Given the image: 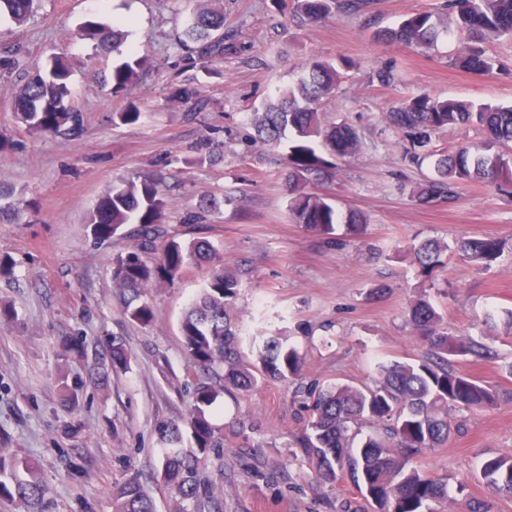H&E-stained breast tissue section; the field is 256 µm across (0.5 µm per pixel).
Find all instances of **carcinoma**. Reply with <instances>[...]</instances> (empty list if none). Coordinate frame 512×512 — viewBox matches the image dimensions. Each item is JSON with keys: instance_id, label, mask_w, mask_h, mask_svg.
Listing matches in <instances>:
<instances>
[{"instance_id": "obj_1", "label": "carcinoma", "mask_w": 512, "mask_h": 512, "mask_svg": "<svg viewBox=\"0 0 512 512\" xmlns=\"http://www.w3.org/2000/svg\"><path fill=\"white\" fill-rule=\"evenodd\" d=\"M35 0H0V17L21 25L33 12ZM191 23L179 40L186 66L202 72L203 79L221 71L217 64L240 54L236 35L224 29V10L205 8L207 0H194ZM372 0H293L295 14L313 22L332 12L368 15ZM455 13L456 29L467 36L460 56L462 65L474 72H489L495 59L483 44L512 39V0H448ZM122 31L106 30L91 22L80 36L97 41L107 54L120 44ZM440 31L429 15H415L393 28L374 33L387 42H402L420 49L437 42ZM143 57L112 67L111 80L118 87L131 83ZM70 64L64 56L51 58L44 73L29 78L14 98L17 123L32 134H66L79 127L70 99ZM345 73L329 61L309 64L276 101L251 113V142L272 149L284 148L281 156L288 170L289 211L295 221L322 234L335 225L359 229L366 219L355 211L340 212L326 196L307 191L312 177L333 165L336 158L355 154L361 145L359 130L349 123L325 124L320 115L323 100L336 95ZM389 124L407 142L404 161L417 164L429 153L432 136L455 125L481 129L484 140L442 151L434 162L435 178L427 181L418 200L429 203L453 197L456 184L477 181L512 183V154L500 147L512 143V106L474 104L454 99L417 96L399 103L388 113ZM165 182L146 175L106 192L90 218L94 236L108 238L125 224H137L135 250L113 261V282L119 287L124 314L147 325L153 319L150 306L141 301L145 290L161 277L174 279L184 264L203 265L216 260L213 245L202 239L180 241L162 238L159 224L164 216ZM462 255L477 264H488L500 254L493 239H463L457 242ZM448 247L425 240L409 248L412 262L430 275L444 265ZM153 253L156 263L142 259ZM240 287L236 275L213 272L201 295L192 300L180 322L188 366L216 375L215 384L200 386L189 404L187 424L196 447H181L182 431L176 421H161L157 432L161 449L152 479L163 485L177 503L175 512L220 510L219 502L207 499L199 476L200 467L212 453H220L206 412L222 389L251 391L268 380H287L301 375L302 358L288 345L287 337L241 336L232 312ZM409 323L426 346L419 359L378 365L373 386L336 382L311 392L308 419L295 437L313 477L333 484L348 479L359 490L369 512H440L448 501V483L421 473L413 460L448 442L453 430L449 410H483L493 407L499 392L463 376L455 359L469 356L494 363L500 358L493 346L473 338L461 340L448 332L442 314L426 291L407 308ZM129 362L123 338L112 337L94 353L91 375L106 380L112 371ZM371 432L364 435L362 428ZM480 478L503 497L512 498V452L486 460ZM47 485L32 470L28 459L0 452V497L15 501L20 512H42ZM112 512H155L139 472L114 483Z\"/></svg>"}]
</instances>
